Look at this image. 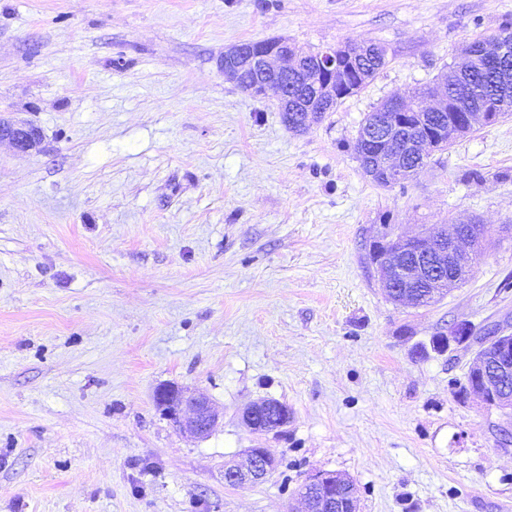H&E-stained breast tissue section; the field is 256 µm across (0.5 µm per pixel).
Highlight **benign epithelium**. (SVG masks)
<instances>
[{
	"mask_svg": "<svg viewBox=\"0 0 512 512\" xmlns=\"http://www.w3.org/2000/svg\"><path fill=\"white\" fill-rule=\"evenodd\" d=\"M487 60L497 68L499 78L506 82L512 68V36L506 33L493 37L486 44ZM370 56L367 46L345 41L329 46L308 63L306 55L296 51L284 39L235 44L224 51L220 67L224 75L241 83L250 73L263 78L249 91L259 97H275L281 105L283 119H288V101L295 96L287 93L273 95L271 86L293 80L297 87H309L316 96L330 103L336 99V88L347 85L344 65L340 61L365 60ZM506 103L496 108L466 112L461 125L448 124V134L461 136L478 125L498 121ZM396 125L391 120L374 119L363 132L369 144V164L364 166L370 178L379 177L392 183L405 180L412 169L424 166L435 143L428 138L412 140L398 150ZM40 131L30 123H17L0 118V142L9 143L15 150L28 153L39 148ZM484 249L482 231L469 224H434L423 232L405 237L394 233L390 225L370 242L368 264L379 288L393 302L406 307H426L466 283ZM473 327L466 322L448 327V335L432 339V348L448 350L453 343L472 339ZM463 395L475 396L484 405L502 413L512 425V328L499 327L479 343L475 359L467 375ZM157 406L184 433L194 437L209 434L218 421L212 403L203 395L177 387H163L155 394ZM288 407L277 400H262L249 404L242 420L254 432L262 434L277 430L290 422ZM277 466L276 456L269 448H251L244 466H224V481L233 486L253 485L263 481ZM301 498L307 512H358V494L354 482L342 475L316 471L306 478Z\"/></svg>",
	"mask_w": 512,
	"mask_h": 512,
	"instance_id": "7a95c632",
	"label": "benign epithelium"
}]
</instances>
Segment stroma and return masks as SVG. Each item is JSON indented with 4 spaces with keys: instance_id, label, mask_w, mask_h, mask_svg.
<instances>
[{
    "instance_id": "obj_1",
    "label": "stroma",
    "mask_w": 512,
    "mask_h": 512,
    "mask_svg": "<svg viewBox=\"0 0 512 512\" xmlns=\"http://www.w3.org/2000/svg\"><path fill=\"white\" fill-rule=\"evenodd\" d=\"M512 24V0H0V512H304L316 471L360 512H512V444L464 396L474 342L512 325V115L382 187L352 145L367 113L432 84L459 49ZM348 39L389 62L301 132L219 66L231 45ZM477 221L471 278L422 308L389 300L366 246ZM206 395L203 438L157 407ZM291 421L259 435L246 404ZM269 448L247 487L224 466ZM41 141L40 131L32 124L0 118V142H8L18 152L28 153L37 150ZM473 327L466 322L454 323L448 327V336H435L431 345L435 351L444 352L448 350L452 343H463L471 340ZM288 407L277 400H262L249 404L242 420L254 432L262 434L277 430L290 422ZM276 466V456L271 449L250 448L246 465L224 466V481L233 486L257 484L270 475Z\"/></svg>"
}]
</instances>
